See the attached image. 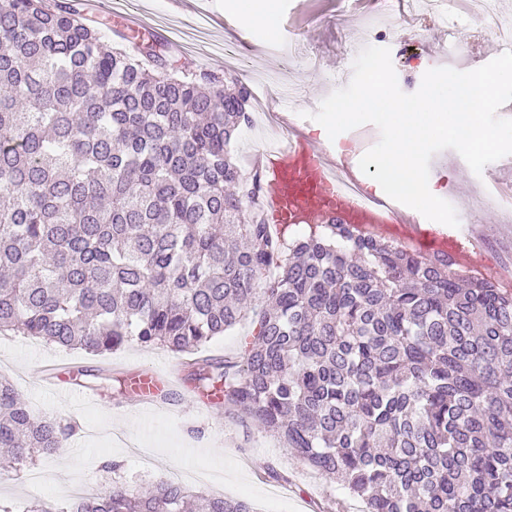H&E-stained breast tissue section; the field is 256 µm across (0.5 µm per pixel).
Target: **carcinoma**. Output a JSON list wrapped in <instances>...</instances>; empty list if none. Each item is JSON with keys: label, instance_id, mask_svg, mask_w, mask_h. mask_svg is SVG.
<instances>
[{"label": "carcinoma", "instance_id": "obj_1", "mask_svg": "<svg viewBox=\"0 0 512 512\" xmlns=\"http://www.w3.org/2000/svg\"><path fill=\"white\" fill-rule=\"evenodd\" d=\"M250 93L114 48L67 0H0V334L192 354L246 319L240 359H194L227 418L273 433L364 512H512V291L342 223L293 240L229 146ZM0 377V448L74 435ZM70 512H255L174 482Z\"/></svg>", "mask_w": 512, "mask_h": 512}]
</instances>
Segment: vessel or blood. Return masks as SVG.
Wrapping results in <instances>:
<instances>
[{"instance_id": "obj_1", "label": "vessel or blood", "mask_w": 512, "mask_h": 512, "mask_svg": "<svg viewBox=\"0 0 512 512\" xmlns=\"http://www.w3.org/2000/svg\"><path fill=\"white\" fill-rule=\"evenodd\" d=\"M263 175L260 209L265 223L280 229L298 224H324L333 219L382 236L414 244L426 256L451 255L464 269L481 264V252L465 247L458 232L434 224L419 212L392 200L362 202L358 191L367 177L359 166L331 149H316L298 132L285 147L270 146L255 157ZM178 371H141L134 376L137 411L174 410L169 395L178 386Z\"/></svg>"}]
</instances>
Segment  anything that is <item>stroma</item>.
Segmentation results:
<instances>
[{
  "label": "stroma",
  "mask_w": 512,
  "mask_h": 512,
  "mask_svg": "<svg viewBox=\"0 0 512 512\" xmlns=\"http://www.w3.org/2000/svg\"><path fill=\"white\" fill-rule=\"evenodd\" d=\"M84 17L111 23L106 41L133 49L137 39L169 45L178 66L237 79L248 85L266 79L261 93L276 113L316 111L321 101L341 88L364 46L391 51L399 87L415 92L431 68L460 71L478 68L499 54V39L490 23L476 16L475 0H459L451 22L432 21L413 12L402 0H276L277 29L249 23L225 0H75ZM124 21L110 22L111 12ZM454 41H447V32ZM429 178L442 199L471 212L485 239L489 265L512 277V202L489 194L488 183L475 175L454 150L435 154ZM181 355L160 345L129 342L105 357L80 349L49 345L25 336L0 335V375L12 379L33 415L76 422L78 431L55 454L24 459L0 467V505L26 512L38 498L52 500L58 512H69L63 487L84 480L95 494L110 484L103 466L120 464L119 481L141 488L169 480L177 468H208L209 476L191 478L195 492L251 501L257 512H321L331 500L348 498L336 483L304 467L265 429L244 427L216 406L196 413L200 393L181 381L171 397L178 412L132 411L131 390L99 388L98 403L80 401L76 385L87 372L111 366L124 377L139 369L180 364ZM64 363L60 383L66 392L48 393L47 367ZM282 473L271 479L268 468Z\"/></svg>",
  "instance_id": "obj_1"
}]
</instances>
